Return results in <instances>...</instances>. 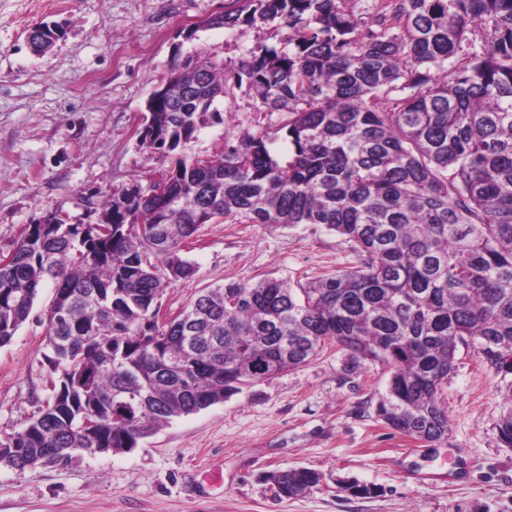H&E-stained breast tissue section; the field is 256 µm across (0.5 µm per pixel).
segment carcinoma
<instances>
[{"label":"carcinoma","instance_id":"1","mask_svg":"<svg viewBox=\"0 0 512 512\" xmlns=\"http://www.w3.org/2000/svg\"><path fill=\"white\" fill-rule=\"evenodd\" d=\"M342 0H244L212 24L283 22L292 48L251 52L242 70L278 131L247 133L224 154L101 204L110 224H28L0 265V346L43 285L68 294L43 358L59 386L0 464L65 461L70 448L121 453L169 424L312 360L331 343L389 369L378 417L407 436L448 435L442 388L458 349L512 374V0H383L373 27ZM487 33L464 49L469 28ZM139 133L173 152L213 122L224 68L176 65ZM162 188L159 195L153 193ZM315 224L345 238L357 265L298 287L230 282L199 295L192 324H158L156 303L194 274L180 245L200 225ZM280 497L320 474L272 475Z\"/></svg>","mask_w":512,"mask_h":512}]
</instances>
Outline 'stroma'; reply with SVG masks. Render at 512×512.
Instances as JSON below:
<instances>
[{
    "label": "stroma",
    "mask_w": 512,
    "mask_h": 512,
    "mask_svg": "<svg viewBox=\"0 0 512 512\" xmlns=\"http://www.w3.org/2000/svg\"><path fill=\"white\" fill-rule=\"evenodd\" d=\"M237 0H0V255L25 225L50 212L96 223L104 199L148 186L180 160L220 156L247 133L273 136L284 115L263 108L241 63L251 51H285L288 25L208 27ZM39 22L58 24L55 47L34 54ZM215 60L224 92L221 123L183 150L141 147L146 104L173 63ZM192 277L166 287L159 318L176 316L206 289L232 281L306 283L356 263L348 243L317 225L275 228L223 220L182 245ZM41 289L29 319L0 347V438L20 430L51 399L44 363ZM381 365L328 347L199 413L158 429L130 451L79 452L67 463L0 468V512H512V447L497 424L512 408L502 380L462 348L443 386L448 438L430 443L385 424L375 407L387 391ZM318 471L303 496L278 497L270 474ZM371 487L359 497L345 485Z\"/></svg>",
    "instance_id": "1"
}]
</instances>
